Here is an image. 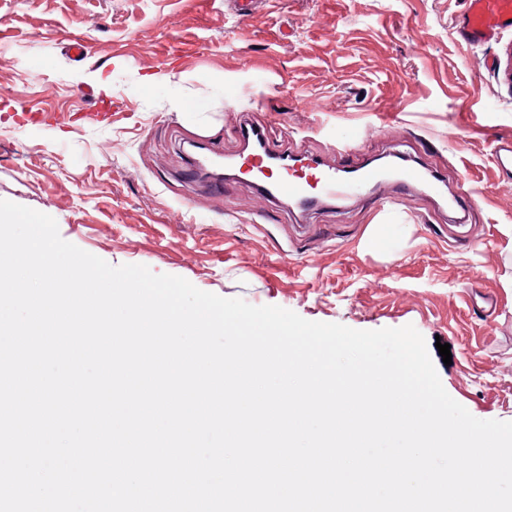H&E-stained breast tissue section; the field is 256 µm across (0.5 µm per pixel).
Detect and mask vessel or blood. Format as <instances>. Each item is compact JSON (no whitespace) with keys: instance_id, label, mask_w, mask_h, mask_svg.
<instances>
[{"instance_id":"1","label":"vessel or blood","mask_w":512,"mask_h":512,"mask_svg":"<svg viewBox=\"0 0 512 512\" xmlns=\"http://www.w3.org/2000/svg\"><path fill=\"white\" fill-rule=\"evenodd\" d=\"M512 30V0H463V10L455 26L458 42L474 45L493 40ZM246 170L265 180L272 194L301 203L314 196L342 198L378 181L379 170L368 166L331 167L323 163L308 166L305 172L293 169L285 155L260 150L251 154Z\"/></svg>"}]
</instances>
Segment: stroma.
<instances>
[{"instance_id": "35a3bbf8", "label": "stroma", "mask_w": 512, "mask_h": 512, "mask_svg": "<svg viewBox=\"0 0 512 512\" xmlns=\"http://www.w3.org/2000/svg\"><path fill=\"white\" fill-rule=\"evenodd\" d=\"M461 2L259 0L243 21L227 0H0V199L114 266L310 321L413 325L452 398L512 421V171L493 158L512 140V31L461 44ZM257 115L271 151L399 154L443 192L384 181L307 212L245 177L211 192L185 156L198 124L238 156ZM376 224L395 230L374 242Z\"/></svg>"}]
</instances>
